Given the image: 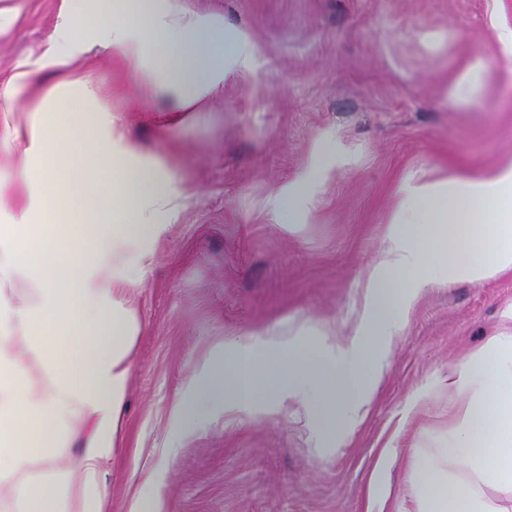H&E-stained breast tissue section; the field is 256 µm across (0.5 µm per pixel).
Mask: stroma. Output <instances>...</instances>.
I'll list each match as a JSON object with an SVG mask.
<instances>
[{
  "label": "stroma",
  "instance_id": "35a3bbf8",
  "mask_svg": "<svg viewBox=\"0 0 512 512\" xmlns=\"http://www.w3.org/2000/svg\"><path fill=\"white\" fill-rule=\"evenodd\" d=\"M190 11L249 29L254 74L187 123L177 101L140 83L119 54L95 49L70 68L42 56L61 0H0V88L32 73L28 103L57 104L87 82L97 106L185 191L156 243L148 281L129 300L141 322L107 512L162 492L165 512H420L411 489L460 428L479 386L448 388V369L512 335V271L424 289L385 358L364 422L332 452L313 403L204 429L172 405L225 342L300 324L355 321L368 265L384 246L410 173L475 175L512 157V0H186ZM491 65L480 106L451 99L475 61ZM335 131L353 163L331 178L306 224L286 232L259 204L301 179L310 149ZM178 455H170V445Z\"/></svg>",
  "mask_w": 512,
  "mask_h": 512
}]
</instances>
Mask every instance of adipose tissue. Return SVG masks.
I'll use <instances>...</instances> for the list:
<instances>
[{"label":"adipose tissue","instance_id":"adipose-tissue-1","mask_svg":"<svg viewBox=\"0 0 512 512\" xmlns=\"http://www.w3.org/2000/svg\"><path fill=\"white\" fill-rule=\"evenodd\" d=\"M63 23L44 66H70L88 40L130 61L141 81L173 94L191 112L223 87L226 74H250L257 48L245 28L225 30L220 16L192 13L185 0H62ZM95 94L73 98L61 122L44 105H27L25 129L0 132V153L13 163L24 197L0 225V495L17 512H103V475L122 425L131 351L141 326L126 304L128 289L146 282L152 245L175 223L184 193L166 165L95 108ZM82 152L74 176L91 201L73 235L52 236L48 203L60 179L56 161ZM351 161L334 133L313 144L308 175L283 185L264 209L287 231L305 223L330 176ZM401 204L387 229V246L361 286L363 305L349 343L318 347L321 327L303 325L286 337L237 339L224 360L205 364L175 403V417L198 427L214 414L261 412L259 393L274 403L318 397L331 427L328 447L365 419L381 379L384 348L401 335L419 293L452 279L481 282L512 269V160L486 173L427 180L413 176L399 189ZM74 241L86 245L78 281L48 259ZM25 276L34 295L14 300L5 291ZM512 341L492 339L479 354L448 371L458 391L473 384L481 399L463 411V426L444 457L461 462L469 479H452L442 465L424 476L423 512H498L481 487L512 486V371L503 352ZM83 452L63 457L74 439Z\"/></svg>","mask_w":512,"mask_h":512}]
</instances>
